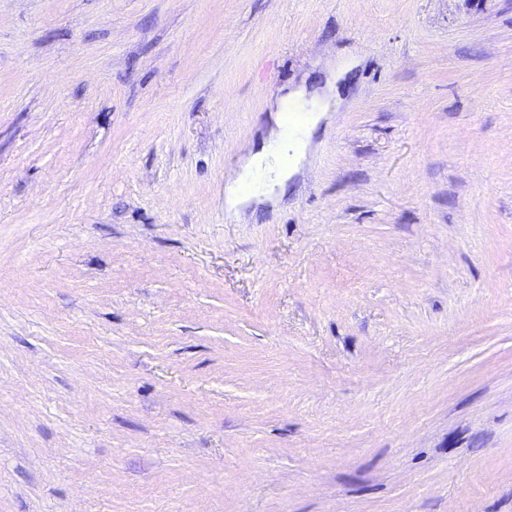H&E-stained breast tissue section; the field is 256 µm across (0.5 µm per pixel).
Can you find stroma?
Returning <instances> with one entry per match:
<instances>
[{"label": "stroma", "instance_id": "stroma-1", "mask_svg": "<svg viewBox=\"0 0 512 512\" xmlns=\"http://www.w3.org/2000/svg\"><path fill=\"white\" fill-rule=\"evenodd\" d=\"M0 512H512V0H0ZM306 92L300 88L279 100L272 116L274 128L260 153L246 157L224 194V208L235 215L249 202L261 203L270 198L273 187L284 194L288 185V162L304 157L320 116H310L302 125L286 132L282 114L290 104L301 108ZM299 105V106H297Z\"/></svg>", "mask_w": 512, "mask_h": 512}]
</instances>
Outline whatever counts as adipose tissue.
<instances>
[{
  "instance_id": "adipose-tissue-1",
  "label": "adipose tissue",
  "mask_w": 512,
  "mask_h": 512,
  "mask_svg": "<svg viewBox=\"0 0 512 512\" xmlns=\"http://www.w3.org/2000/svg\"><path fill=\"white\" fill-rule=\"evenodd\" d=\"M306 95L299 89L288 94L285 102L277 103L273 117L274 127L260 153L246 157L235 177L226 188L224 207L227 212L239 213L249 202H263L272 189H286L288 185V165L304 157L310 144L312 133L318 123L317 115L326 111L333 91H325L313 99L312 117L293 130H285L282 114L286 105H300Z\"/></svg>"
}]
</instances>
